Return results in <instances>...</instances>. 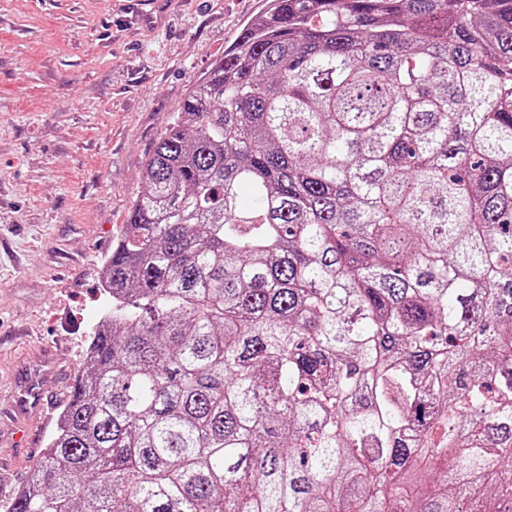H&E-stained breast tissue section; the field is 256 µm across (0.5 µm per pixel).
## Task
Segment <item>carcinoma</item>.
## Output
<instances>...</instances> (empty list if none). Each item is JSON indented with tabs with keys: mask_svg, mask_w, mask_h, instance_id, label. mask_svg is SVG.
I'll use <instances>...</instances> for the list:
<instances>
[{
	"mask_svg": "<svg viewBox=\"0 0 512 512\" xmlns=\"http://www.w3.org/2000/svg\"><path fill=\"white\" fill-rule=\"evenodd\" d=\"M104 273L6 512H512V0H272Z\"/></svg>",
	"mask_w": 512,
	"mask_h": 512,
	"instance_id": "obj_1",
	"label": "carcinoma"
}]
</instances>
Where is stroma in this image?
I'll return each mask as SVG.
<instances>
[{
  "instance_id": "35a3bbf8",
  "label": "stroma",
  "mask_w": 512,
  "mask_h": 512,
  "mask_svg": "<svg viewBox=\"0 0 512 512\" xmlns=\"http://www.w3.org/2000/svg\"><path fill=\"white\" fill-rule=\"evenodd\" d=\"M265 0H0V504L25 487L107 309L104 261L194 80ZM48 404L24 411L27 386Z\"/></svg>"
}]
</instances>
